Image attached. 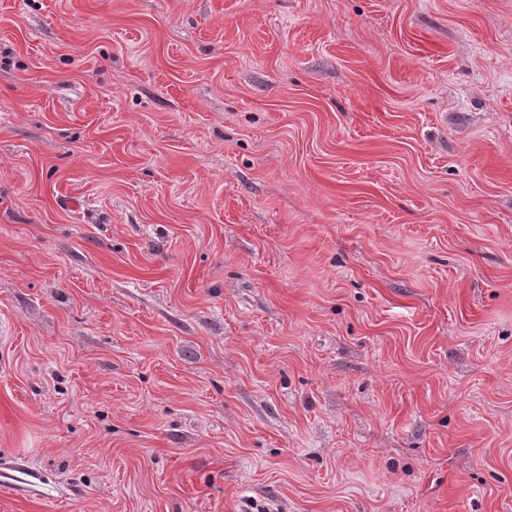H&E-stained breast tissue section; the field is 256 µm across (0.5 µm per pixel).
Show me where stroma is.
<instances>
[{"label":"stroma","mask_w":512,"mask_h":512,"mask_svg":"<svg viewBox=\"0 0 512 512\" xmlns=\"http://www.w3.org/2000/svg\"><path fill=\"white\" fill-rule=\"evenodd\" d=\"M512 512V0H0V512Z\"/></svg>","instance_id":"35a3bbf8"}]
</instances>
